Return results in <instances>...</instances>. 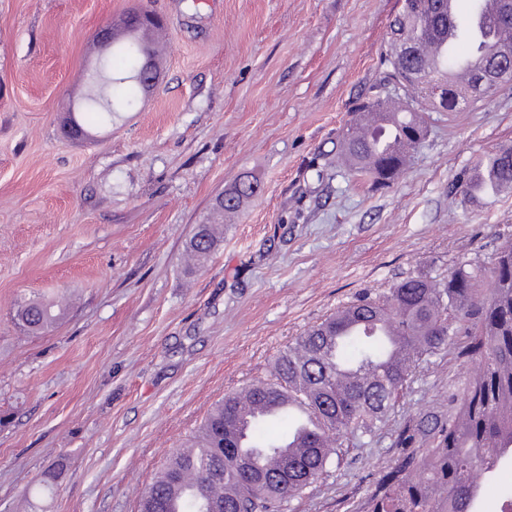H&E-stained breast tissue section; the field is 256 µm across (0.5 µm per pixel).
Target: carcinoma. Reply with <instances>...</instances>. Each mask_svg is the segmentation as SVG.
I'll return each mask as SVG.
<instances>
[{"label": "carcinoma", "instance_id": "obj_1", "mask_svg": "<svg viewBox=\"0 0 512 512\" xmlns=\"http://www.w3.org/2000/svg\"><path fill=\"white\" fill-rule=\"evenodd\" d=\"M401 7L389 24L385 60L390 78L403 88L408 102L401 119L390 130L377 129L366 142L345 138L338 154L350 158L348 168L377 186L397 180V171L424 138L425 127L418 107L425 100L435 112L459 109L452 92L419 75V49L446 24L444 0H399ZM501 14L484 21L486 38L475 44L464 26L452 53L442 64L452 72L459 59L480 50L486 73L481 99L490 97L504 82L512 81V44L502 42L496 29L512 26V0H501ZM142 39L134 32L112 41L115 57L103 62L96 80L99 92L89 97L90 111L101 120L112 116L117 105L133 103L127 63L140 51ZM512 188V146L503 145L488 160L465 169L456 177L452 193L460 202L496 195ZM256 180L241 181L224 193V203L214 212L234 213L243 200L257 194ZM213 225L202 224L190 240L195 254H208L216 246ZM490 277L492 287L480 294L478 284ZM365 328L339 342L336 316L295 338L275 361L273 378L258 381L259 399L273 402L284 392L300 397L317 420L320 434L335 439L350 435L360 441L375 436L396 399L403 392L415 366L450 347L464 360L476 359L479 369L468 378L456 413L445 421L419 424L402 439L408 447L387 471L370 495V512H480L485 486L499 479L512 464V242L502 244L488 265L462 260L443 277L410 276L385 295H362L345 307ZM63 309L50 301L29 300L17 316L33 330H43L62 318ZM378 321L394 325L395 338L409 353L406 359H389L380 338L371 331ZM241 415L235 394L215 404L202 422L198 451L184 456L175 451L159 476L144 490L138 512H283L328 470L334 453H322L310 445L306 453L286 460L278 474L269 475L250 464L249 477L240 476L241 448L238 431ZM269 420L251 425L256 452H273L287 436L267 433ZM495 468L477 484L473 475L486 461ZM195 482L183 486L184 472ZM224 481L233 488L230 497L214 501L210 487Z\"/></svg>", "mask_w": 512, "mask_h": 512}]
</instances>
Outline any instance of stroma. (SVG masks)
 <instances>
[{
  "label": "stroma",
  "instance_id": "35a3bbf8",
  "mask_svg": "<svg viewBox=\"0 0 512 512\" xmlns=\"http://www.w3.org/2000/svg\"><path fill=\"white\" fill-rule=\"evenodd\" d=\"M153 6L160 82L64 134L91 91L95 33ZM398 0H0V512H137L138 494L225 394L271 378L296 336L364 293L487 263L512 192L461 204L455 177L512 144V83L426 136L387 188L336 164L357 105L392 92ZM244 175L260 193L201 263L187 243ZM68 298L32 332L17 310ZM475 362L417 366L370 443L286 512H368L401 438L454 408Z\"/></svg>",
  "mask_w": 512,
  "mask_h": 512
}]
</instances>
